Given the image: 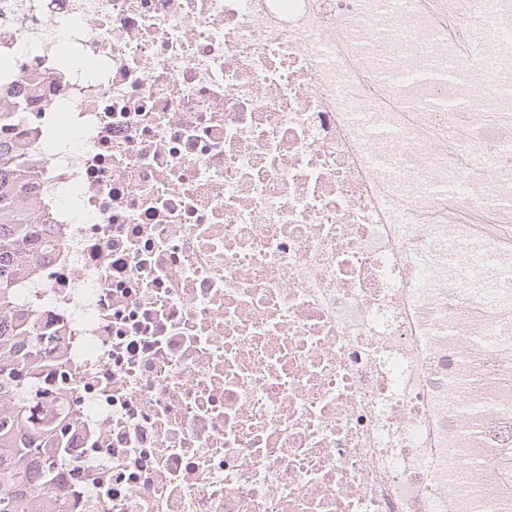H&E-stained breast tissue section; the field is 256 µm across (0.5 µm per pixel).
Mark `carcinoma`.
Returning <instances> with one entry per match:
<instances>
[{"mask_svg": "<svg viewBox=\"0 0 512 512\" xmlns=\"http://www.w3.org/2000/svg\"><path fill=\"white\" fill-rule=\"evenodd\" d=\"M20 152L0 131V512H28L34 499L42 512H65L51 492L65 448L30 413L37 344L27 316L11 306L14 283L27 271L22 260L42 247L40 225L21 217L29 175L18 165Z\"/></svg>", "mask_w": 512, "mask_h": 512, "instance_id": "carcinoma-1", "label": "carcinoma"}]
</instances>
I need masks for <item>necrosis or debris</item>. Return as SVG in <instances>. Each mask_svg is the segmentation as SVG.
Wrapping results in <instances>:
<instances>
[{"label":"necrosis or debris","mask_w":512,"mask_h":512,"mask_svg":"<svg viewBox=\"0 0 512 512\" xmlns=\"http://www.w3.org/2000/svg\"><path fill=\"white\" fill-rule=\"evenodd\" d=\"M65 512H512V0H0Z\"/></svg>","instance_id":"necrosis-or-debris-1"}]
</instances>
